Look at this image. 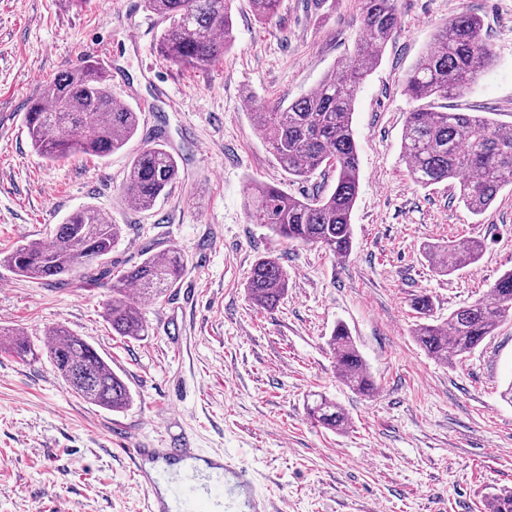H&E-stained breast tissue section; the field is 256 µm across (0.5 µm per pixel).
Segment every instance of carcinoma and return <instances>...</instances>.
I'll use <instances>...</instances> for the list:
<instances>
[{
    "mask_svg": "<svg viewBox=\"0 0 512 512\" xmlns=\"http://www.w3.org/2000/svg\"><path fill=\"white\" fill-rule=\"evenodd\" d=\"M233 0H144L146 8L168 25L160 34L163 59L178 68L206 69L224 59L233 43ZM362 35L354 57L326 74L315 91L283 106L260 107L258 128L288 176L305 179L324 167L336 173L325 195L296 198L265 184L247 188L251 223L266 226L289 242L318 244L338 259L352 250V215L359 189V156L352 115L365 78L378 65L399 24L397 0H360ZM493 52L483 34L482 20L462 14L449 20L403 81L415 100L448 98L475 82L490 64ZM141 113L115 103L108 73L101 62L88 59L61 71L45 85L25 115L32 148L54 162L73 155L106 158L124 148L137 134ZM402 153L410 176L421 186L442 182L459 185V197L474 215L486 211L499 191L512 185V128L473 112L436 111L425 106L409 113L402 135ZM179 176L177 159L160 144L145 147L131 159L123 192L137 210H147ZM122 236V227L100 210L85 206L57 226L49 245L16 246L3 262L17 275L59 279L74 268L86 277L101 273ZM432 269L450 275L478 262L482 245L465 247L448 241L424 248ZM184 274V260L175 250L159 253L121 272L111 283L106 315L112 332L135 338L144 332L138 296L159 299ZM246 293L258 306L275 310L288 292V272L273 256L259 258L247 278ZM419 323L416 342L431 356L453 364L512 318V270L503 273L486 297L461 307L448 320L429 321L432 301L415 298ZM46 355L67 386L84 401L120 412L133 395L125 381L87 341L64 326L49 330ZM328 346L336 373L351 390L370 396L375 383L346 324L333 329ZM0 350L23 359L34 354L31 342L17 332L0 329ZM310 417L327 429H340L348 416L337 402L319 394L307 405ZM490 512H512V492L492 496Z\"/></svg>",
    "mask_w": 512,
    "mask_h": 512,
    "instance_id": "1",
    "label": "carcinoma"
}]
</instances>
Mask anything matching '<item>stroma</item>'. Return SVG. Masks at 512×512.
Returning <instances> with one entry per match:
<instances>
[{
	"mask_svg": "<svg viewBox=\"0 0 512 512\" xmlns=\"http://www.w3.org/2000/svg\"><path fill=\"white\" fill-rule=\"evenodd\" d=\"M401 24L357 95L360 158L350 257L291 244L249 223L246 188L259 182L303 197L330 191L331 173L288 177L263 139L256 106L315 89L352 56L358 0H281L265 22L235 0V44L222 62L179 70L157 51L163 23L144 0H0V252L47 241L74 210L94 206L123 228L113 273L173 248L178 287L142 304L145 333L114 336L106 279L65 283L20 277L0 265V327L28 336L36 358L0 352V512H145L123 447L228 454L253 473L271 512H486L488 494L512 490V320L455 364L415 342L411 302L428 295L435 319L487 294L512 269V186L482 215L459 186L415 183L401 135L416 101L405 74L448 20L479 16L494 59L442 111L485 112L512 126V0H399ZM138 39H131V32ZM104 63L114 94L141 113L136 138L104 159L49 163L23 116L41 87L86 56ZM172 152L179 177L152 210L122 185L140 148ZM480 241L479 262L435 273L428 243ZM273 253L288 294L272 311L244 284ZM355 337L376 384L372 396L338 377L328 339L337 323ZM92 344L129 386L121 412L76 396L44 356L56 324ZM324 394L349 417L331 431L307 400Z\"/></svg>",
	"mask_w": 512,
	"mask_h": 512,
	"instance_id": "obj_1",
	"label": "stroma"
}]
</instances>
